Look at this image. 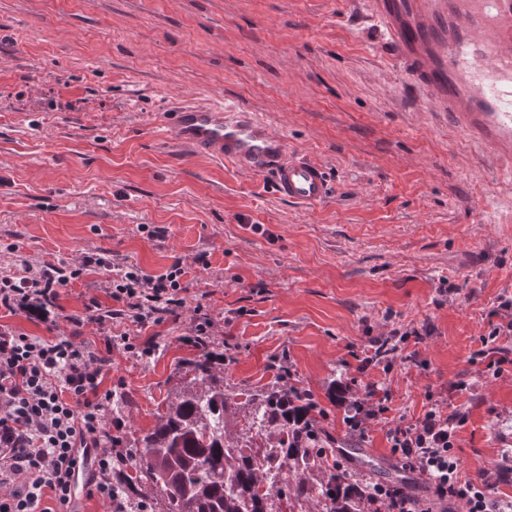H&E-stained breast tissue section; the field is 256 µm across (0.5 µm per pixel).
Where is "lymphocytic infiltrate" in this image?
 Masks as SVG:
<instances>
[{
	"instance_id": "f902f5d3",
	"label": "lymphocytic infiltrate",
	"mask_w": 512,
	"mask_h": 512,
	"mask_svg": "<svg viewBox=\"0 0 512 512\" xmlns=\"http://www.w3.org/2000/svg\"><path fill=\"white\" fill-rule=\"evenodd\" d=\"M108 260L85 256L60 260L23 272L0 275V311L47 316L62 288L107 268ZM182 262L159 275L126 265L122 274L104 277L110 299L90 297L80 315L46 340L0 328V512H72L78 490L104 502L108 512H149L145 501L120 497L133 456L124 445L125 421L113 416L114 391L106 385L112 353L122 349L135 358L147 356L150 339L140 330L177 320L189 288ZM498 323L481 338L477 355L488 377L502 376L512 357L497 341L512 335V298L500 301ZM96 325L103 345L78 343L86 325ZM390 396L368 385L344 412L346 433L365 440L375 422L387 420ZM468 413L429 399L423 416L387 420L386 437L401 469L423 477L426 495L406 492L396 482H374L378 512H512V500L499 499L487 479L462 472L455 455L458 430Z\"/></svg>"
}]
</instances>
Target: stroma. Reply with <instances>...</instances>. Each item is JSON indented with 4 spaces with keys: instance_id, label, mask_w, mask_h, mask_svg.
<instances>
[{
    "instance_id": "1",
    "label": "stroma",
    "mask_w": 512,
    "mask_h": 512,
    "mask_svg": "<svg viewBox=\"0 0 512 512\" xmlns=\"http://www.w3.org/2000/svg\"><path fill=\"white\" fill-rule=\"evenodd\" d=\"M224 101L323 165L335 193L302 208L265 174L195 154L158 126L185 101ZM451 130L348 0H0V272L90 254L164 273L182 261L189 308L152 327L147 361L115 354L110 380L146 429L199 350L181 336L203 305L233 387L257 389L287 356L344 467L399 482L385 424L361 453L331 382L374 383L392 416L427 391L468 413L455 453L466 476L512 498V371L473 354L512 296V175ZM162 227L161 237H149ZM430 328L406 360L356 369L368 336ZM466 391H455L459 380Z\"/></svg>"
}]
</instances>
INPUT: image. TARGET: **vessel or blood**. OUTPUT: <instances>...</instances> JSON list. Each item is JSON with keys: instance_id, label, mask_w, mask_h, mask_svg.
I'll return each instance as SVG.
<instances>
[{"instance_id": "1", "label": "vessel or blood", "mask_w": 512, "mask_h": 512, "mask_svg": "<svg viewBox=\"0 0 512 512\" xmlns=\"http://www.w3.org/2000/svg\"><path fill=\"white\" fill-rule=\"evenodd\" d=\"M392 57L466 137L512 167V0H366ZM161 124L193 152L273 176L276 193L310 207L332 194L326 171L233 105H181Z\"/></svg>"}]
</instances>
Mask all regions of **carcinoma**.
I'll return each instance as SVG.
<instances>
[{"label":"carcinoma","instance_id":"carcinoma-1","mask_svg":"<svg viewBox=\"0 0 512 512\" xmlns=\"http://www.w3.org/2000/svg\"><path fill=\"white\" fill-rule=\"evenodd\" d=\"M125 480L155 512H368V484L325 465L311 404L277 380L224 383V354L202 346L149 429L125 442Z\"/></svg>","mask_w":512,"mask_h":512}]
</instances>
